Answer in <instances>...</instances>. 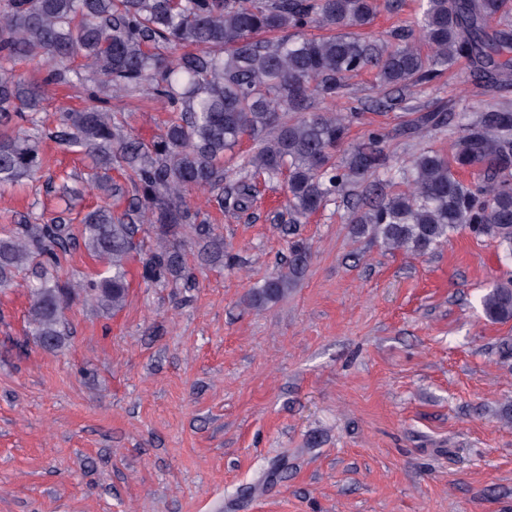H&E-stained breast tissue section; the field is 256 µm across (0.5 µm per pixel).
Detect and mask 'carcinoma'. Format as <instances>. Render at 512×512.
<instances>
[{
	"label": "carcinoma",
	"instance_id": "carcinoma-1",
	"mask_svg": "<svg viewBox=\"0 0 512 512\" xmlns=\"http://www.w3.org/2000/svg\"><path fill=\"white\" fill-rule=\"evenodd\" d=\"M375 14L376 0H0V192L44 165L42 134L4 127L16 119L36 125L46 85L78 82L92 105L60 112L54 138L85 150L92 163L86 186L103 199L83 216L77 235L64 208L46 223L20 224L0 237V293L20 272L32 276L27 321L33 339L44 349L59 347L67 337L65 313L77 302L114 313L124 307L127 265L146 224L156 236L142 261L150 283L186 279L188 228L207 239L206 260H222L223 238L197 223L185 193L208 190L224 207V156L245 135L254 148L241 169L270 181L287 174L292 224L350 198L366 176L382 173L394 191L351 206L354 235L425 255L467 230L497 241L512 261L511 107L487 110L468 124L451 155L421 151L398 168L378 132L336 160L359 106L311 111L314 97L338 96L364 69L376 71L382 91L427 83L461 60L483 83L512 85V22L504 0H420L419 13L394 45L361 35ZM493 19L498 24L491 30ZM312 27L330 34L309 36ZM188 46L194 50L171 61L159 52ZM78 57L81 67L71 68ZM34 59L48 68L42 83L9 68ZM140 91L175 113L149 143L129 135L112 112V100ZM288 112L302 116L287 120ZM117 156L129 171L123 187L110 176ZM462 171L472 179H461ZM114 195L128 198L121 214L109 204ZM251 200L246 181L230 194L239 210ZM77 247L103 265L100 278L59 279L61 259ZM308 259V249L295 245L284 270L252 292L249 306L263 308L288 295ZM481 306L492 322L512 321V277L489 288Z\"/></svg>",
	"mask_w": 512,
	"mask_h": 512
}]
</instances>
